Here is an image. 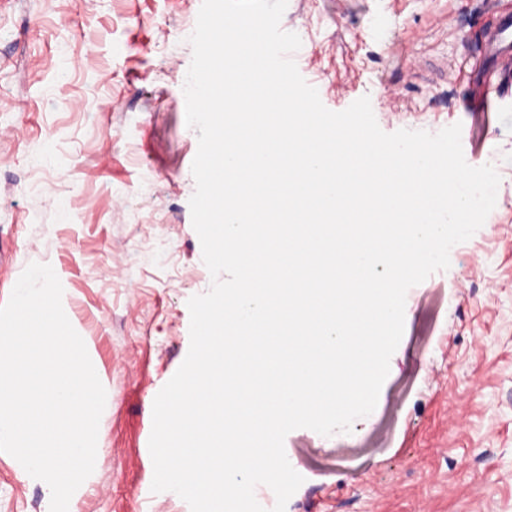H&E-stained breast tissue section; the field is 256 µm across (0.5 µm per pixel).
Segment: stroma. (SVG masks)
Segmentation results:
<instances>
[{
  "label": "stroma",
  "instance_id": "stroma-1",
  "mask_svg": "<svg viewBox=\"0 0 512 512\" xmlns=\"http://www.w3.org/2000/svg\"><path fill=\"white\" fill-rule=\"evenodd\" d=\"M201 2L0 0V306L28 264L51 265L107 394L100 466L71 512H190L152 493L148 443L189 350L187 301L212 282L183 93ZM505 16L512 0H288L281 27L326 108L369 96L387 133L461 124L467 163L500 184L449 268L409 289L375 410L347 434L286 436L304 482L285 512H512V94L481 112L474 92ZM44 510L0 452V512Z\"/></svg>",
  "mask_w": 512,
  "mask_h": 512
}]
</instances>
